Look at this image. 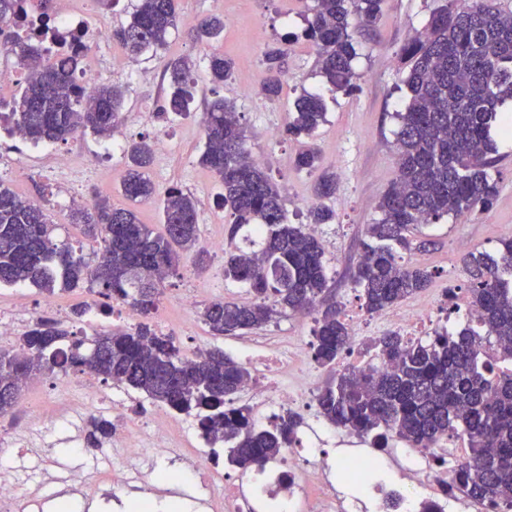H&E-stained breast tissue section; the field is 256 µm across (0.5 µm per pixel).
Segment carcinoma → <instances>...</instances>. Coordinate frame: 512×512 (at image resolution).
<instances>
[{"mask_svg": "<svg viewBox=\"0 0 512 512\" xmlns=\"http://www.w3.org/2000/svg\"><path fill=\"white\" fill-rule=\"evenodd\" d=\"M384 0H313L304 17V37L315 48L316 64L334 90L355 86L354 34L380 20ZM51 0H0V16L12 15L18 31L4 42L20 65L38 62L36 75L7 103L10 134L33 143L65 141L91 131L109 139L125 120L124 90L100 83L93 104L83 102L76 73L81 67L79 37L48 38ZM178 0H136L128 21L112 30L136 58L166 52L177 29ZM224 18L212 15L195 38L217 41ZM286 50L265 53L270 72L264 91L279 95ZM409 64L405 81L409 102L396 113L398 176L384 192L381 217L367 225L362 254L353 274L369 313H379L426 289L433 273L409 264L411 233L487 208L498 194L490 169L496 151L494 131L507 127L503 102L512 99V12L490 0H453L435 11L424 33L401 49ZM194 61L168 57L165 120L195 112ZM209 81L224 86L234 74L233 61L213 52ZM322 96L302 92L294 103L286 132L311 136L326 121ZM205 146L198 164L215 175L224 189L217 197L228 212L224 279L239 283L248 302L218 299L199 312L213 336L259 330L277 316L305 311L313 316V357L335 367L350 351L352 336L342 304L333 299L319 238L303 224L288 223L276 183L260 165L248 161L245 128L236 105L222 97L202 112ZM123 196L131 203L156 201L163 230L138 219L134 210L117 208L109 197L95 196L91 208L75 206L69 223L98 245L86 259L79 242H57L54 224L43 208L22 199L0 181V287L30 285L52 296L84 285L98 295L127 305L141 317L133 327L98 333L91 340L56 320H40L0 348V414L17 403L25 380L35 373L88 371L139 391L169 410L192 415L203 441L226 451L229 464L249 470L277 459L290 447L303 424L287 411L268 428L259 426L252 409L234 396L251 380L250 369L218 347L189 361L173 337L149 322L158 309L163 282L177 272L183 255L195 253L205 267L207 253L196 249L198 211L194 197L177 186L159 191L150 177L155 143L147 137L129 143L124 153ZM294 168L318 173L310 210L313 224H329L335 212L324 201L336 196V173L320 170L313 148L298 153ZM264 229L251 249L236 245L243 228ZM470 309L474 317L453 331L436 330L413 341L397 331L379 337L373 349L380 360L366 370L348 367L316 395L318 413L333 427L371 439L384 449L394 435L412 448H432L444 436H460L469 448L468 463L453 472L448 487H461L491 512L512 508V240L496 254L469 252L462 258ZM494 342L497 356L483 344ZM112 433L111 421L93 416L86 445L100 447Z\"/></svg>", "mask_w": 512, "mask_h": 512, "instance_id": "cac0c4a2", "label": "carcinoma"}]
</instances>
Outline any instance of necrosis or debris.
Returning a JSON list of instances; mask_svg holds the SVG:
<instances>
[{
	"label": "necrosis or debris",
	"mask_w": 512,
	"mask_h": 512,
	"mask_svg": "<svg viewBox=\"0 0 512 512\" xmlns=\"http://www.w3.org/2000/svg\"><path fill=\"white\" fill-rule=\"evenodd\" d=\"M52 25L58 32L72 31L81 36L83 64L77 81L85 99H92L95 87L106 79L109 68L108 63L95 60L94 47L102 37V28L96 19L94 0H56ZM304 350L305 344L299 340L278 346L274 363L255 361L250 389L257 409L311 408V375L307 370L291 368ZM176 428L165 413L146 422L116 423L111 467L96 475L75 470L66 479L89 496L104 485L110 486L116 496L136 491L146 504L161 485L174 481L182 484L185 496L200 493L205 512H261L253 493L254 471L235 477L223 475L209 453L198 447L185 448ZM338 440V434L310 421L289 448L285 462L267 469L278 502L277 512H464L463 494L449 489L447 481L437 473L439 451L435 448L410 449L411 463L400 481L386 480L378 485L371 483L368 474L381 469L379 457L349 455L350 474L359 479L362 493L352 500L341 497L331 480L333 464L326 451ZM40 497V486H20L11 466L0 463V512H16L21 504L27 512H37Z\"/></svg>",
	"instance_id": "4bbe7bcc"
}]
</instances>
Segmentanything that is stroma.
Returning <instances> with one entry per match:
<instances>
[{"label": "stroma", "mask_w": 512, "mask_h": 512, "mask_svg": "<svg viewBox=\"0 0 512 512\" xmlns=\"http://www.w3.org/2000/svg\"><path fill=\"white\" fill-rule=\"evenodd\" d=\"M444 2L385 0L383 18L378 25L359 30L356 35L354 89L333 94L316 66L313 47L301 37L307 9L305 0H180V24L170 36L168 52L194 60L197 96L201 99L212 96L206 69L210 50L234 60L235 78L221 88L220 94L234 101L242 113L247 145L251 150L263 152L264 166L281 190L290 223H308L304 202L312 198L314 183L312 175L294 168L295 154L306 146H314L321 154L323 166L336 171L339 184L332 202L336 218L322 225L320 239L336 298L343 304L345 319L351 326L365 313L360 295L350 281L360 256V241L366 226L379 219V200L397 177L395 133L399 122L396 115L404 111L408 103L405 80L409 73V66L399 53L411 37L425 30L433 13ZM218 12L224 15L223 41L213 49L196 43L192 38L193 28L203 17ZM288 33L296 34L297 39L289 46L283 65L281 96L270 101L259 90L265 71L264 54L270 47L279 45L281 37ZM247 81L252 82L254 89L246 97L240 88ZM304 91L328 98L326 121L311 140L294 139L285 133L293 102ZM163 100L162 92L151 82L127 84L125 111L131 123L125 135L153 138L164 133L176 142L175 154L153 166L152 178L156 186L162 190L174 184L194 195L201 238L225 235L228 217L215 204L222 187L217 178L198 164L203 147V135L197 128L198 117L171 123L137 117L138 112L161 108ZM271 130L276 133L272 141L266 138ZM108 146L107 140L89 133L75 135L50 147L29 144L25 147L23 175H16L14 169H5L0 171V181L21 196L40 203L57 226V240L82 241L85 252L89 253L95 244L82 240L79 228L69 224L66 194L48 177L47 155L52 150L78 152L94 161L100 175L90 181V188L110 194L113 205L122 207L126 201L118 187L125 174L124 159L107 156ZM497 149L499 161L493 176L498 181L499 192L492 205L458 217H445L436 224L421 225L414 233L415 240L426 241L427 246L413 249L406 258L432 271L429 294L441 295L451 289L458 298H466L467 281L460 262L463 251L457 248V241H467L471 248L492 253L503 240L512 238V140L498 142ZM223 269V258L214 256L208 270L198 272L192 255H183L176 275L166 284L152 321L158 331L173 336L182 354L219 346L240 362L244 359L242 350L249 341L248 335L213 336L199 318L185 319L179 307L183 289L192 283L204 287L200 299L204 305L217 298L249 300L246 288L226 280ZM91 298V292L85 288L59 291L52 296L31 286L0 288V309L12 310L22 299L29 311L42 318L46 315V302L60 304L69 311ZM86 379L85 373L76 370L34 376L22 391L15 411L0 415V435L11 433L16 424L24 422L26 407L48 400L57 386L64 384L78 390ZM98 389L105 416L125 419L150 415L157 410L151 400L124 385L102 382ZM85 434V428H70L66 417L59 415L40 448L32 452L7 448L0 453L10 458L18 483L24 486L43 483V498L49 502L60 489L59 484L49 480L57 466L93 472L111 462L112 448L107 443L83 455L72 452V441Z\"/></svg>", "instance_id": "stroma-1"}]
</instances>
